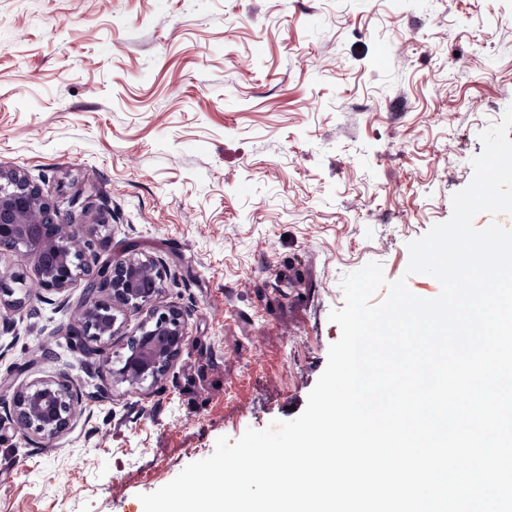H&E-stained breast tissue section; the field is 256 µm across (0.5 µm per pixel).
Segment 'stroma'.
Masks as SVG:
<instances>
[{
	"label": "stroma",
	"mask_w": 512,
	"mask_h": 512,
	"mask_svg": "<svg viewBox=\"0 0 512 512\" xmlns=\"http://www.w3.org/2000/svg\"><path fill=\"white\" fill-rule=\"evenodd\" d=\"M512 106V0H0V169L100 261L162 259L185 345L157 382L106 366L142 314L73 344L86 276L0 301V512H143L218 438L291 420L341 337L342 278L406 275ZM70 379L52 438L11 387Z\"/></svg>",
	"instance_id": "1"
}]
</instances>
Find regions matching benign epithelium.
<instances>
[{
    "label": "benign epithelium",
    "instance_id": "7a95c632",
    "mask_svg": "<svg viewBox=\"0 0 512 512\" xmlns=\"http://www.w3.org/2000/svg\"><path fill=\"white\" fill-rule=\"evenodd\" d=\"M32 253L38 262L35 287L63 292L89 270L80 327L70 333L76 344L110 338L118 314L147 311L140 334L127 344L120 366L107 371L131 386L165 375L186 341L184 313L174 305L159 306L164 288L163 262L131 247L125 256L88 269L90 241H80L76 230L64 231L56 207L20 171L0 170V249ZM106 293L107 300L99 299ZM79 399L66 380L35 381L13 391V414L19 429L52 438L75 416Z\"/></svg>",
    "mask_w": 512,
    "mask_h": 512
}]
</instances>
